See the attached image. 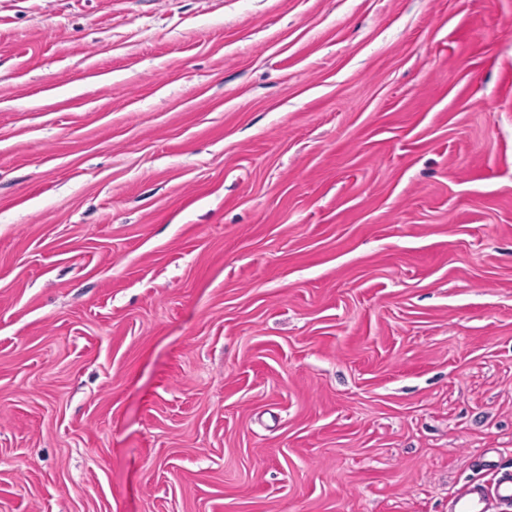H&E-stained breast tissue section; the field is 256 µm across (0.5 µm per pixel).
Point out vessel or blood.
I'll return each instance as SVG.
<instances>
[{"mask_svg":"<svg viewBox=\"0 0 512 512\" xmlns=\"http://www.w3.org/2000/svg\"><path fill=\"white\" fill-rule=\"evenodd\" d=\"M482 467L493 473L492 483H472L457 490L449 512H512V469L500 467L489 456L483 457Z\"/></svg>","mask_w":512,"mask_h":512,"instance_id":"b4317fda","label":"vessel or blood"}]
</instances>
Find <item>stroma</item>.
<instances>
[{"instance_id": "stroma-1", "label": "stroma", "mask_w": 512, "mask_h": 512, "mask_svg": "<svg viewBox=\"0 0 512 512\" xmlns=\"http://www.w3.org/2000/svg\"><path fill=\"white\" fill-rule=\"evenodd\" d=\"M512 467V0H0V512H448Z\"/></svg>"}]
</instances>
